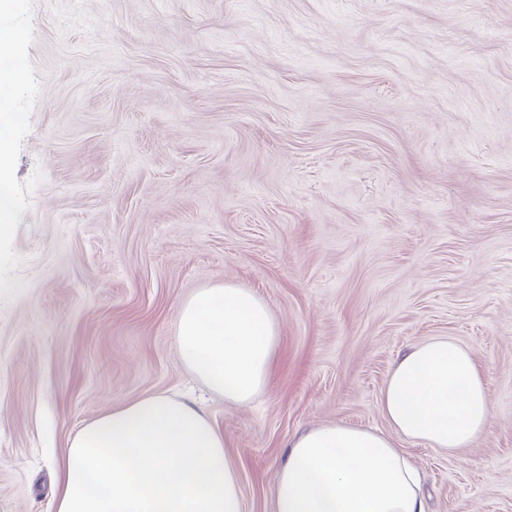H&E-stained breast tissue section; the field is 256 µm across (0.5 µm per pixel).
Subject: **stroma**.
Listing matches in <instances>:
<instances>
[{"instance_id":"obj_1","label":"stroma","mask_w":512,"mask_h":512,"mask_svg":"<svg viewBox=\"0 0 512 512\" xmlns=\"http://www.w3.org/2000/svg\"><path fill=\"white\" fill-rule=\"evenodd\" d=\"M0 512H56L62 454L143 395L204 396L246 512L288 440L388 431L379 399L445 336L492 428L401 440L430 512H512V0H8ZM231 281L279 336L249 406L181 361V304ZM23 41L22 32L11 26H0V56H8L11 63L0 68V87L16 88L23 84L25 76L22 70L15 67L12 60L15 57L16 50ZM12 155L11 140L7 134L0 133V231L2 226L10 224L9 219L13 209V191L10 172Z\"/></svg>"}]
</instances>
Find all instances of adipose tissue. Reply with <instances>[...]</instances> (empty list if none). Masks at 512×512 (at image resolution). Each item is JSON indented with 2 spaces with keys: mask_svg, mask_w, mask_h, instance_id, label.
<instances>
[{
  "mask_svg": "<svg viewBox=\"0 0 512 512\" xmlns=\"http://www.w3.org/2000/svg\"><path fill=\"white\" fill-rule=\"evenodd\" d=\"M180 355L226 402L268 388L278 327L260 297L232 282L181 306ZM390 434L316 425L288 441L274 512H427L421 476L396 441L452 450L491 428V395L470 350L436 338L414 346L382 390ZM57 512H244L223 433L190 399L151 393L85 424L63 454Z\"/></svg>",
  "mask_w": 512,
  "mask_h": 512,
  "instance_id": "ef3b65f1",
  "label": "adipose tissue"
}]
</instances>
